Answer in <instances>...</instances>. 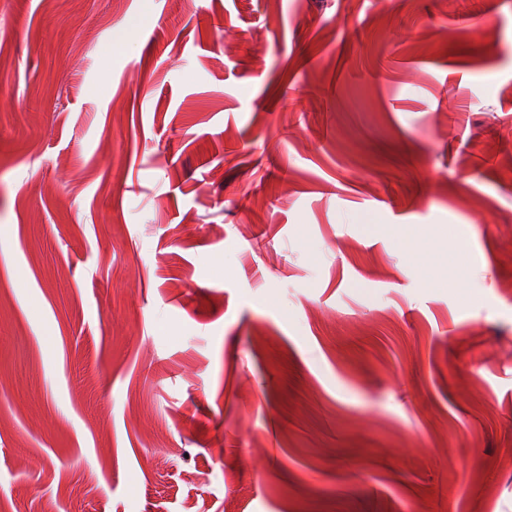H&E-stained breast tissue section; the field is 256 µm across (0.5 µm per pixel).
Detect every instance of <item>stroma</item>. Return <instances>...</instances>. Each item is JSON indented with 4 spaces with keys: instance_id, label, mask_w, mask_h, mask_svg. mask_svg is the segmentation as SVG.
Returning a JSON list of instances; mask_svg holds the SVG:
<instances>
[{
    "instance_id": "1",
    "label": "stroma",
    "mask_w": 512,
    "mask_h": 512,
    "mask_svg": "<svg viewBox=\"0 0 512 512\" xmlns=\"http://www.w3.org/2000/svg\"><path fill=\"white\" fill-rule=\"evenodd\" d=\"M509 156L512 0H0V512H512Z\"/></svg>"
}]
</instances>
